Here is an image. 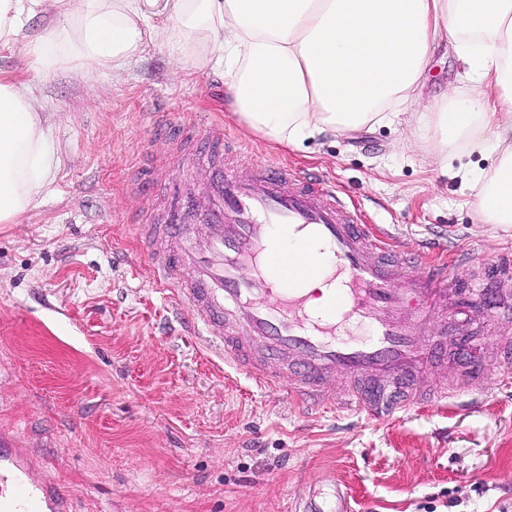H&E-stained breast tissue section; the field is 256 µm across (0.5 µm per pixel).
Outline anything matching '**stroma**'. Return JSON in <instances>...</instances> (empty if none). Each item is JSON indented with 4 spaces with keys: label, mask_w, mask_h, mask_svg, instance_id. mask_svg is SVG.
I'll use <instances>...</instances> for the list:
<instances>
[{
    "label": "stroma",
    "mask_w": 512,
    "mask_h": 512,
    "mask_svg": "<svg viewBox=\"0 0 512 512\" xmlns=\"http://www.w3.org/2000/svg\"><path fill=\"white\" fill-rule=\"evenodd\" d=\"M1 75L36 86L59 165L35 207L0 223V435L50 462L76 512H292L311 484L344 488L352 512H512V369L389 422L305 411L183 333L138 241L151 210L136 175L172 153L149 118L163 105L222 124L238 177L261 161L325 174L405 252L444 238L446 263L512 257V228L480 223L453 172L403 152L406 125L290 152L230 115L217 76L173 73L160 46L91 78L41 77L2 50ZM460 80L441 45L424 100Z\"/></svg>",
    "instance_id": "1"
}]
</instances>
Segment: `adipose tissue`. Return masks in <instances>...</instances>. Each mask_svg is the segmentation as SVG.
Segmentation results:
<instances>
[{"mask_svg": "<svg viewBox=\"0 0 512 512\" xmlns=\"http://www.w3.org/2000/svg\"><path fill=\"white\" fill-rule=\"evenodd\" d=\"M444 43L462 87L408 112ZM154 45L175 70L223 75L231 113L285 150L409 119L408 150L455 169L481 223L512 227V0H0V49L42 74L120 71ZM485 150L490 167L462 164ZM57 163L34 88L0 79V223Z\"/></svg>", "mask_w": 512, "mask_h": 512, "instance_id": "ef3b65f1", "label": "adipose tissue"}]
</instances>
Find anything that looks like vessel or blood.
Wrapping results in <instances>:
<instances>
[{
	"instance_id": "b4317fda",
	"label": "vessel or blood",
	"mask_w": 512,
	"mask_h": 512,
	"mask_svg": "<svg viewBox=\"0 0 512 512\" xmlns=\"http://www.w3.org/2000/svg\"><path fill=\"white\" fill-rule=\"evenodd\" d=\"M153 131L196 146L209 168V195L199 200L168 178L154 197L153 221L141 225L157 286L168 291L173 311L190 335L259 389L286 387L309 409L351 411L375 420L447 401L458 384L429 370L448 360V314L465 315L470 300L492 289L512 298V259L485 273L454 311L438 299L448 288L445 268L406 253L385 236H373L324 177H306L277 163L260 162L248 182L224 167L229 140L222 125L198 119L183 123L165 112L153 115ZM207 238L198 243L195 225ZM322 245L341 286L328 315L307 310L298 279L318 264L281 260L275 232ZM435 326L434 342L418 336ZM512 365V336H499L495 363L485 376ZM341 377L335 397L329 381ZM327 504L319 489L305 491L303 512H348L336 492ZM68 490L37 476L32 455L0 439V512H72Z\"/></svg>"
}]
</instances>
